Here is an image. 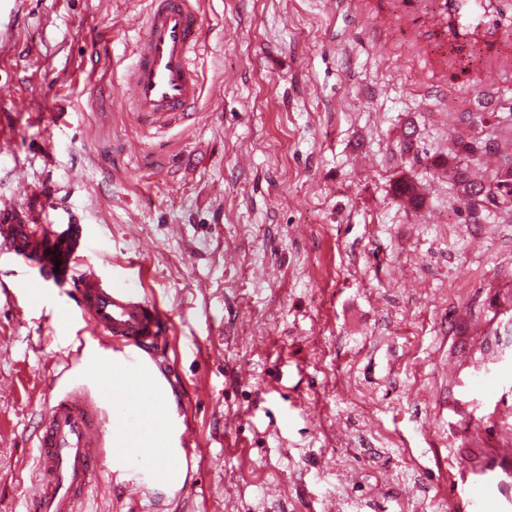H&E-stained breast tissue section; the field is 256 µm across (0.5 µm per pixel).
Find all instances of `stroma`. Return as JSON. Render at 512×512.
I'll list each match as a JSON object with an SVG mask.
<instances>
[{
    "label": "stroma",
    "mask_w": 512,
    "mask_h": 512,
    "mask_svg": "<svg viewBox=\"0 0 512 512\" xmlns=\"http://www.w3.org/2000/svg\"><path fill=\"white\" fill-rule=\"evenodd\" d=\"M199 0L192 117L127 107L151 0H0V208L77 215L105 276L135 262L172 318L156 369L196 452L142 494L92 477L77 512H448V480L512 445V209L473 223L457 168L464 93L402 36L389 0ZM421 208L397 179L431 164ZM0 254V512H33L34 432L111 343ZM504 381L482 399V367Z\"/></svg>",
    "instance_id": "stroma-1"
}]
</instances>
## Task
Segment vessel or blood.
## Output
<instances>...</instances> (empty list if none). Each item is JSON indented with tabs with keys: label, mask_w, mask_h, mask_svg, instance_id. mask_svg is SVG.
I'll list each match as a JSON object with an SVG mask.
<instances>
[{
	"label": "vessel or blood",
	"mask_w": 512,
	"mask_h": 512,
	"mask_svg": "<svg viewBox=\"0 0 512 512\" xmlns=\"http://www.w3.org/2000/svg\"><path fill=\"white\" fill-rule=\"evenodd\" d=\"M200 30L193 0H152L147 35L130 72L134 111L157 124L193 111L198 98L193 56ZM396 30L411 34L430 72L461 71L481 81L471 110L497 107L501 80L512 79V29L490 18L487 0H405L395 25L384 33ZM0 249L36 282L70 289L77 314L111 339L113 357L138 371L156 363L170 332L169 315L95 268L78 271L91 252L85 225L41 224L28 212L7 208L0 211ZM112 407L137 424L153 425L168 415L163 400L130 389L113 390ZM106 422V413L83 387L65 391L48 405L37 436L38 512H74L101 463L97 449L111 439ZM153 454V449H140L141 466L135 471L128 457L113 455V476L132 474L140 490L149 491L159 480L149 464ZM491 455L494 462L484 470L450 479L449 496L459 512H493L501 505L512 481V452L495 448Z\"/></svg>",
	"instance_id": "obj_1"
}]
</instances>
